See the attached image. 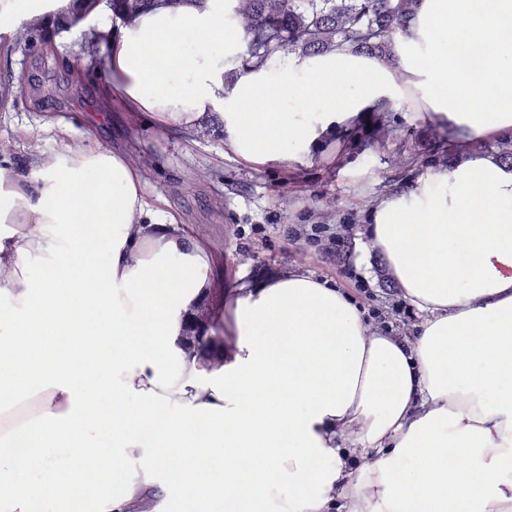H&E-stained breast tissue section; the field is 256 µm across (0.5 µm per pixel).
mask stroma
I'll return each mask as SVG.
<instances>
[{
    "label": "stroma",
    "mask_w": 512,
    "mask_h": 512,
    "mask_svg": "<svg viewBox=\"0 0 512 512\" xmlns=\"http://www.w3.org/2000/svg\"><path fill=\"white\" fill-rule=\"evenodd\" d=\"M45 36L33 31L29 43L0 54V86L17 73L42 84L36 101L0 93V145L6 147L0 158L14 172L26 173L36 158L73 145L125 151L142 173L148 200L159 201L206 242L209 287H252L302 269L332 281L365 311L380 310L386 327L412 334L421 315L394 308L399 290L365 229L376 198L434 168L439 142L426 113L408 107L388 113L390 133L371 150L357 144L372 133V117L326 138L309 163L254 166L225 148L223 131L185 135L118 107L104 110L102 62L86 64L83 89L73 93L62 59L42 51ZM314 224L343 234L344 246L333 252L326 238L302 234ZM358 277L368 292L356 288Z\"/></svg>",
    "instance_id": "35a3bbf8"
}]
</instances>
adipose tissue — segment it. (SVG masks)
Instances as JSON below:
<instances>
[{"label": "adipose tissue", "mask_w": 512, "mask_h": 512, "mask_svg": "<svg viewBox=\"0 0 512 512\" xmlns=\"http://www.w3.org/2000/svg\"><path fill=\"white\" fill-rule=\"evenodd\" d=\"M236 2L129 17L110 0H0V52L21 27L58 29L51 48L84 32L107 99L168 129L220 126L252 165L311 161L327 133L385 107L427 113L457 161L374 201L368 228L421 321L410 336L372 327L296 271L234 289L235 352L205 366L179 338L208 255L150 206L127 155L0 165V499L72 512L90 467V512H512V167L481 148L512 139V0H419L392 62L345 45L291 54L284 94L263 67L225 82ZM191 35L205 49L187 56ZM286 97L311 105L285 112Z\"/></svg>", "instance_id": "ef3b65f1"}]
</instances>
